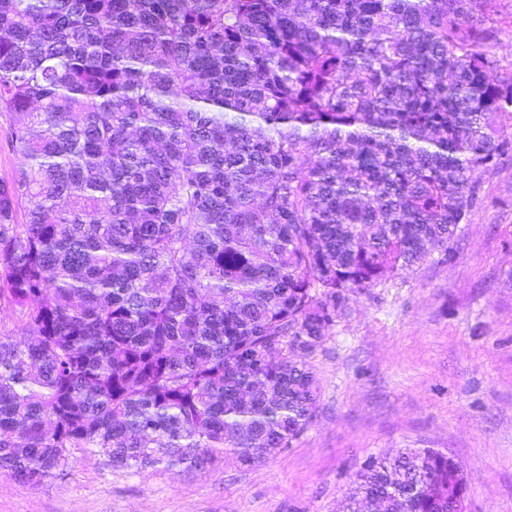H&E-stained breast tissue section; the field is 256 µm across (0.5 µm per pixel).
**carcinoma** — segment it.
Instances as JSON below:
<instances>
[{
  "instance_id": "cac0c4a2",
  "label": "carcinoma",
  "mask_w": 512,
  "mask_h": 512,
  "mask_svg": "<svg viewBox=\"0 0 512 512\" xmlns=\"http://www.w3.org/2000/svg\"><path fill=\"white\" fill-rule=\"evenodd\" d=\"M483 0H0V473L242 465L311 424L352 296L436 251L512 149ZM24 213L25 223L18 222ZM435 448L339 512H458ZM11 116L0 112V179H10L25 163L21 154L15 152L8 139ZM25 321L18 310L11 307L0 305V331L2 334H9L16 341H21L26 337Z\"/></svg>"
}]
</instances>
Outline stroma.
Wrapping results in <instances>:
<instances>
[{
    "instance_id": "obj_1",
    "label": "stroma",
    "mask_w": 512,
    "mask_h": 512,
    "mask_svg": "<svg viewBox=\"0 0 512 512\" xmlns=\"http://www.w3.org/2000/svg\"><path fill=\"white\" fill-rule=\"evenodd\" d=\"M488 46L512 70V0H486ZM481 202L454 257L433 253L367 293L310 363L318 407L292 447L243 466L112 469L70 451L29 486L0 474V512H336L369 457L447 450L470 482V512H512V154L477 176Z\"/></svg>"
}]
</instances>
